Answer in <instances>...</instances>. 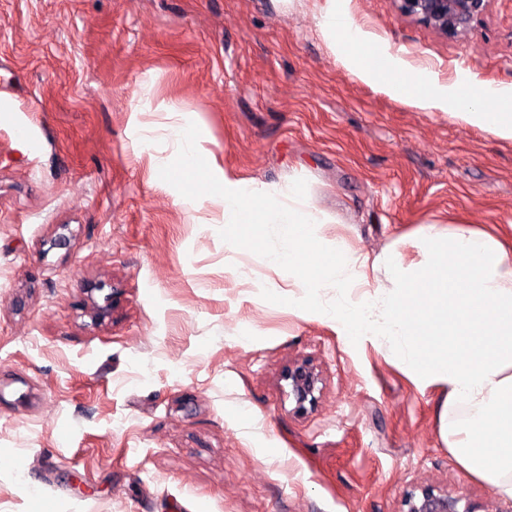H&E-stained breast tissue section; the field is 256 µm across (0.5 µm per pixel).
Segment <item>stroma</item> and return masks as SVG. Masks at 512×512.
I'll return each mask as SVG.
<instances>
[{
	"label": "stroma",
	"instance_id": "stroma-1",
	"mask_svg": "<svg viewBox=\"0 0 512 512\" xmlns=\"http://www.w3.org/2000/svg\"><path fill=\"white\" fill-rule=\"evenodd\" d=\"M330 6L438 83L512 87V0L458 38L393 0H0V98L40 142L0 127V512H403L424 488L512 512L440 438L439 386L263 300L304 286L159 177L192 122L220 168L305 179L336 218L316 237L359 256L413 267L425 221L512 224V140L352 74ZM295 361L322 379L304 415ZM288 384V397L294 402V413L304 414L314 407L321 388L319 374L307 363H292L283 373Z\"/></svg>",
	"mask_w": 512,
	"mask_h": 512
}]
</instances>
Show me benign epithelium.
I'll list each match as a JSON object with an SVG mask.
<instances>
[{
    "mask_svg": "<svg viewBox=\"0 0 512 512\" xmlns=\"http://www.w3.org/2000/svg\"><path fill=\"white\" fill-rule=\"evenodd\" d=\"M402 17L413 18L444 36L465 33L483 13L488 0H394ZM288 384V397L294 402V413L304 414L314 407L320 392L319 374L307 363H292L283 373ZM461 498L436 494L430 489L405 497L406 512H476L467 505L459 509Z\"/></svg>",
    "mask_w": 512,
    "mask_h": 512,
    "instance_id": "7a95c632",
    "label": "benign epithelium"
}]
</instances>
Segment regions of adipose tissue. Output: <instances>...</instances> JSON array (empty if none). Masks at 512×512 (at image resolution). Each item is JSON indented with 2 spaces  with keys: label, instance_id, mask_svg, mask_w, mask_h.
I'll list each match as a JSON object with an SVG mask.
<instances>
[{
  "label": "adipose tissue",
  "instance_id": "adipose-tissue-1",
  "mask_svg": "<svg viewBox=\"0 0 512 512\" xmlns=\"http://www.w3.org/2000/svg\"><path fill=\"white\" fill-rule=\"evenodd\" d=\"M322 25L339 38L347 67L366 81L386 82V68L369 55L353 22L326 11ZM419 108L451 112L470 125L512 139V89L423 85L407 74L400 86ZM426 260L404 267L397 251L375 258V295L322 309L344 336L391 337L405 369L446 387L438 431L463 467L512 496V246L489 230L461 222L447 229L426 223ZM467 404L469 419L449 423V408Z\"/></svg>",
  "mask_w": 512,
  "mask_h": 512
}]
</instances>
